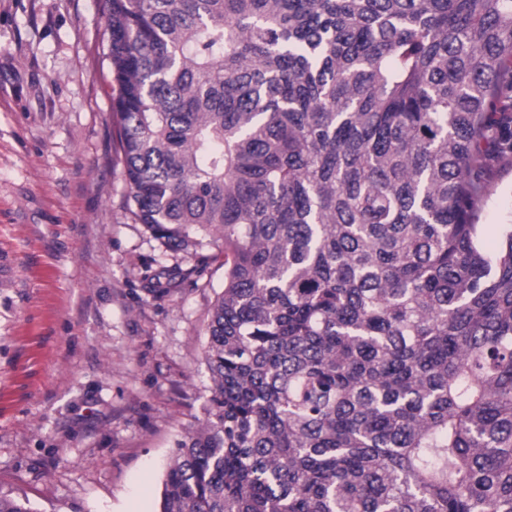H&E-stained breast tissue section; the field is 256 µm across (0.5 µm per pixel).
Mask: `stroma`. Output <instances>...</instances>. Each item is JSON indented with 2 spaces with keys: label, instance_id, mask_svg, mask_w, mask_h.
<instances>
[{
  "label": "stroma",
  "instance_id": "35a3bbf8",
  "mask_svg": "<svg viewBox=\"0 0 512 512\" xmlns=\"http://www.w3.org/2000/svg\"><path fill=\"white\" fill-rule=\"evenodd\" d=\"M102 0H0V493L153 512L204 416L224 253H173L120 206ZM479 221L512 222L501 160Z\"/></svg>",
  "mask_w": 512,
  "mask_h": 512
}]
</instances>
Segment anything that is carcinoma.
I'll return each mask as SVG.
<instances>
[{"instance_id": "cac0c4a2", "label": "carcinoma", "mask_w": 512, "mask_h": 512, "mask_svg": "<svg viewBox=\"0 0 512 512\" xmlns=\"http://www.w3.org/2000/svg\"><path fill=\"white\" fill-rule=\"evenodd\" d=\"M103 4L121 207L224 240L154 512H512V0ZM512 220V162L507 159L497 164V175L492 184V194L479 216L483 226V240L488 249L499 244V224Z\"/></svg>"}]
</instances>
